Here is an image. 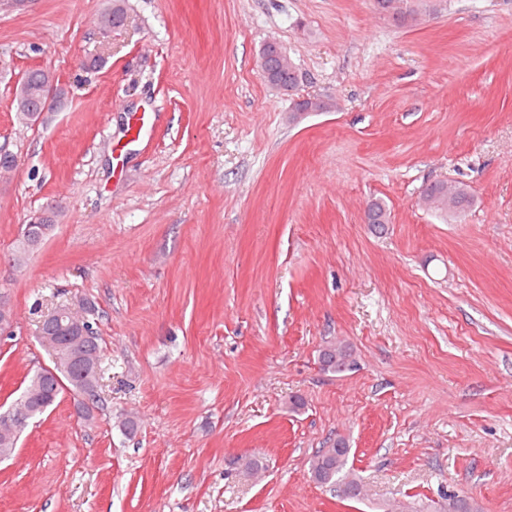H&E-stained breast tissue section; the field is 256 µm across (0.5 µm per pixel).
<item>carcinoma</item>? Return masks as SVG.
Wrapping results in <instances>:
<instances>
[{
  "instance_id": "obj_1",
  "label": "carcinoma",
  "mask_w": 512,
  "mask_h": 512,
  "mask_svg": "<svg viewBox=\"0 0 512 512\" xmlns=\"http://www.w3.org/2000/svg\"><path fill=\"white\" fill-rule=\"evenodd\" d=\"M106 27L114 28L122 25L125 20V10L122 0H113L112 10L101 15ZM260 54L265 59L267 76L265 80L273 86L284 91H292L298 83L296 70L284 69L279 63L277 50L264 46ZM425 195L430 197L434 203L433 210L442 214L461 213L472 202V197L467 188L458 186L454 189V195L448 196V185L440 182L430 184ZM53 223L48 217L43 223L35 224L31 228H23L11 255L12 264L20 267L26 263L29 255L37 249L30 238L34 237L42 241L47 232L52 230ZM40 335L49 336L58 341V348L55 354L59 356V367L57 374L48 375L46 370L40 368L28 377L27 383L14 405L28 402V406L35 415L44 413L49 407L63 395L69 393L72 396L85 391L89 386L98 384L99 364L102 358V348L98 341L97 334L81 340L80 347L83 353V360L76 364L70 360V341L72 337L79 335V332L66 325L56 314H50L40 326ZM325 369L343 373L354 366V360L350 351L336 353V351L323 353ZM16 427L7 416H0V448H10L14 444ZM350 448L343 438L336 439L331 447L319 450L310 461L311 477L322 485L340 487L342 485L351 489L346 494L349 500L361 499L357 493L361 487L358 476L346 469Z\"/></svg>"
}]
</instances>
